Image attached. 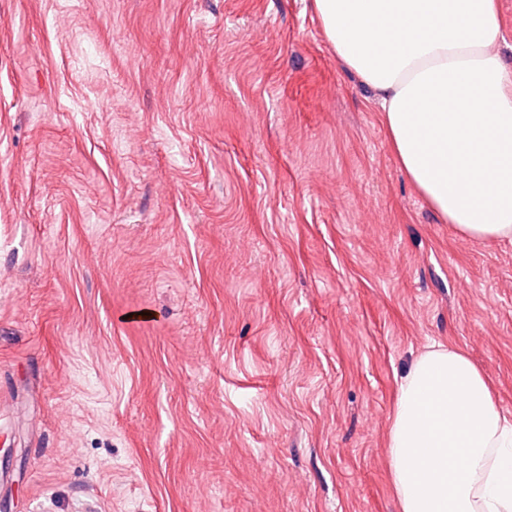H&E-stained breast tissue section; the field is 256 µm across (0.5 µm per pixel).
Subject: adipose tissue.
<instances>
[{
	"label": "adipose tissue",
	"mask_w": 512,
	"mask_h": 512,
	"mask_svg": "<svg viewBox=\"0 0 512 512\" xmlns=\"http://www.w3.org/2000/svg\"><path fill=\"white\" fill-rule=\"evenodd\" d=\"M368 87L401 168L465 239H512V69L500 0H311ZM399 512H512V412L460 348L431 345L387 435Z\"/></svg>",
	"instance_id": "obj_1"
}]
</instances>
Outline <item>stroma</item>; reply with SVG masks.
Instances as JSON below:
<instances>
[{"label":"stroma","mask_w":512,"mask_h":512,"mask_svg":"<svg viewBox=\"0 0 512 512\" xmlns=\"http://www.w3.org/2000/svg\"><path fill=\"white\" fill-rule=\"evenodd\" d=\"M436 341L512 411V244L423 201L310 0H0V512H397Z\"/></svg>","instance_id":"1"}]
</instances>
